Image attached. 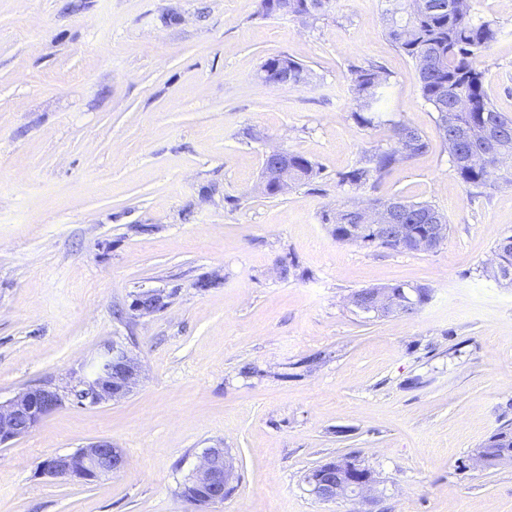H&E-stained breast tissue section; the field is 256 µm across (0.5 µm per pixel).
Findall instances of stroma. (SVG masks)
Wrapping results in <instances>:
<instances>
[{
    "instance_id": "obj_1",
    "label": "stroma",
    "mask_w": 512,
    "mask_h": 512,
    "mask_svg": "<svg viewBox=\"0 0 512 512\" xmlns=\"http://www.w3.org/2000/svg\"><path fill=\"white\" fill-rule=\"evenodd\" d=\"M386 7L331 0L303 22L257 0H0V400L43 384L65 398L0 445V512H363L306 480L348 456L379 481L373 512H512V460H475L512 424V287L483 272L512 235V185L476 196L455 174ZM471 13L498 30L479 67L512 118V0ZM280 54L311 82L262 83ZM366 61L391 74L370 128L351 118ZM397 123L428 150L376 186L337 185ZM272 149L321 179L265 196ZM394 197L447 216L438 249L341 243L322 221ZM400 282L430 288L416 314L350 302ZM147 291L163 302L151 314L132 307ZM113 343L141 365L131 392L77 400ZM100 439L122 471L41 472ZM208 448L230 457L232 492L202 506L184 488Z\"/></svg>"
}]
</instances>
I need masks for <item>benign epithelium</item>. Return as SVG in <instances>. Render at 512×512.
I'll return each mask as SVG.
<instances>
[{
  "label": "benign epithelium",
  "mask_w": 512,
  "mask_h": 512,
  "mask_svg": "<svg viewBox=\"0 0 512 512\" xmlns=\"http://www.w3.org/2000/svg\"><path fill=\"white\" fill-rule=\"evenodd\" d=\"M271 168L262 169L260 189L268 188L270 179L280 175L287 177L288 155L280 151ZM403 212L400 204L393 202L382 207L368 208L362 212L360 224L351 225L357 233L377 231L390 241L411 239V225L400 224ZM443 236V225L431 226L430 234L416 241L424 251L433 250ZM351 303L358 310L377 317L401 314L407 305L399 293L388 289L373 288L357 291L351 295ZM162 307L160 295L152 292L140 294L134 309L152 313ZM139 376V366L127 349L119 344L106 348L102 354L94 376L82 383V389L74 391V396L83 401L102 403L126 396ZM64 397L55 388L48 386L29 387L19 392L5 403H0V445L20 438L31 432L48 414L63 405ZM122 451L112 446L108 440H98L67 455L51 456L41 464V471L54 477L71 480H92L112 475L124 468ZM231 466L222 448H208L203 453V461L191 477L198 493L192 500L201 505L224 502L225 493L230 491ZM377 483L374 472L357 463H338L324 468L310 482L311 493L323 502H333L350 497L367 499Z\"/></svg>",
  "instance_id": "benign-epithelium-1"
}]
</instances>
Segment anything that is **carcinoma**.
<instances>
[{"mask_svg":"<svg viewBox=\"0 0 512 512\" xmlns=\"http://www.w3.org/2000/svg\"><path fill=\"white\" fill-rule=\"evenodd\" d=\"M330 0H258V14L268 17L288 15L311 18L320 14ZM385 35L404 55L416 64L422 97L436 112V123L447 144L453 169L472 191H479L498 180L512 184V120L498 112L485 89V71L477 65V57L495 41L498 30L488 21H477L471 15L469 0H388ZM270 72L286 71L292 85L303 84L311 73L287 55L270 57L263 63ZM354 122L362 127L381 123L379 103L383 89L389 85L390 73L373 63L351 69ZM463 95L469 102L467 111L454 114L453 101ZM506 135L497 139L496 154L485 160L479 156L482 140L495 129ZM428 143L421 134L403 125L394 126L393 144L366 155L352 168L337 174L338 183L350 186L375 184L398 165L426 151ZM322 169L307 157L288 154V182L310 185L321 178ZM401 223L411 224L416 232L425 230L426 215L435 223H448L447 217L430 203H405ZM353 204H345L331 214L324 212L323 222L331 225L338 242L361 246L412 251L406 245L384 240L373 232H352ZM411 297L406 314L413 315L429 300L426 286L406 287L394 284ZM512 438V427H502L481 447L478 455L495 463L497 455Z\"/></svg>","mask_w":512,"mask_h":512,"instance_id":"carcinoma-1","label":"carcinoma"}]
</instances>
